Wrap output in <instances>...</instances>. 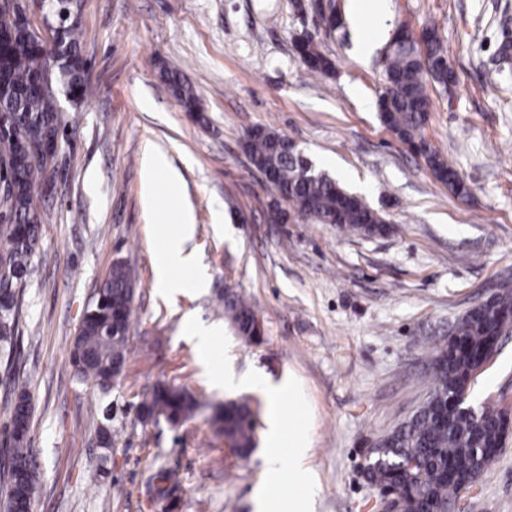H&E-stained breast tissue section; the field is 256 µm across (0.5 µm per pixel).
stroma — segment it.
<instances>
[{
    "label": "stroma",
    "instance_id": "35a3bbf8",
    "mask_svg": "<svg viewBox=\"0 0 512 512\" xmlns=\"http://www.w3.org/2000/svg\"><path fill=\"white\" fill-rule=\"evenodd\" d=\"M83 0L84 54L91 97H59L67 124L56 188L45 213L19 309L11 364L0 361V427L7 397L31 401L29 438L40 493L31 512H375L378 491L364 477L369 451L424 399L441 330L512 287V0H385L389 30L436 25L456 75L432 86L423 134L470 189L454 195L378 117L383 48L359 55L369 34L351 0H335L343 24L327 27L303 0ZM311 33L335 64L310 75L293 39ZM179 65L200 109L186 112L159 82ZM268 127L295 142L315 166L382 212L393 233L364 237L289 212L272 222L274 192L243 149L247 131ZM166 155L176 185L160 182L162 214L141 198L149 152ZM195 232L187 250L206 285L166 294L157 286L162 233L182 209ZM223 223H216V213ZM136 272L124 370L109 392L77 382L69 363L83 312L114 260ZM231 289L262 319L260 343L237 336L215 298ZM221 329L210 349L193 323ZM283 397L281 430L308 437L315 494H289L266 480L269 405L258 408L256 445L224 456L213 416L231 392L216 387L225 366ZM12 374H5V367ZM182 388L200 403L186 423L142 421L153 387ZM474 402L512 405V341L478 377ZM111 406V420L99 410ZM111 450L98 448L102 425ZM160 468L179 487L159 499L148 484ZM466 512H512V441L469 491Z\"/></svg>",
    "mask_w": 512,
    "mask_h": 512
}]
</instances>
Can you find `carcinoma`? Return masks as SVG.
Wrapping results in <instances>:
<instances>
[{"mask_svg": "<svg viewBox=\"0 0 512 512\" xmlns=\"http://www.w3.org/2000/svg\"><path fill=\"white\" fill-rule=\"evenodd\" d=\"M22 2L19 0L12 13L0 10V31L14 33L3 48L5 63L0 68V112L8 113L11 120L0 132V164L7 172L5 208L11 214L8 220L0 221V356L8 361L18 338L19 292L45 221L38 198L47 193L55 171L43 145L66 130L57 93L63 89L79 103L91 94L81 23L66 22L57 30L53 45L48 46L36 41L21 22ZM409 32L407 26H401L385 52L379 118L410 150L424 157L438 180L460 196L465 186L456 170L422 134L430 107L427 83L446 88L455 76L436 28L424 29L421 42L408 36ZM295 49L309 73L327 75L334 70L332 60L319 51L311 37L300 35ZM53 56L57 66L51 85L44 86L42 79ZM160 83L184 109L198 111L196 91L181 78L178 67L165 68ZM245 149L257 170L274 176L271 210L277 219H288L280 207V201L285 200L298 214L319 224H335L363 236L390 231L379 211L343 189L304 154L288 147L287 139L276 131L253 129ZM134 295L132 268L125 262L112 265L72 343L70 365L81 382L104 389L118 373L126 359ZM217 303L238 335L253 337L256 314L250 304L228 290L218 296ZM510 331L512 291L506 290L495 295L493 305L465 312L452 325L450 335L436 343L429 395L408 419L377 442L365 467L368 481L396 498L400 512H453L463 486L474 485L500 454L501 405L487 400L475 408L467 399L478 378L476 371L498 344L500 334ZM196 404L193 397L161 385L149 401L139 405V414L150 419L158 409L177 422L189 417ZM28 408L27 396L15 394L1 477H16L34 467L36 449L28 439ZM255 422L256 411L250 402L232 401L224 406L219 423L227 454L239 458L250 455ZM149 483L159 497L178 487L177 475L170 470L151 474Z\"/></svg>", "mask_w": 512, "mask_h": 512, "instance_id": "obj_1", "label": "carcinoma"}]
</instances>
